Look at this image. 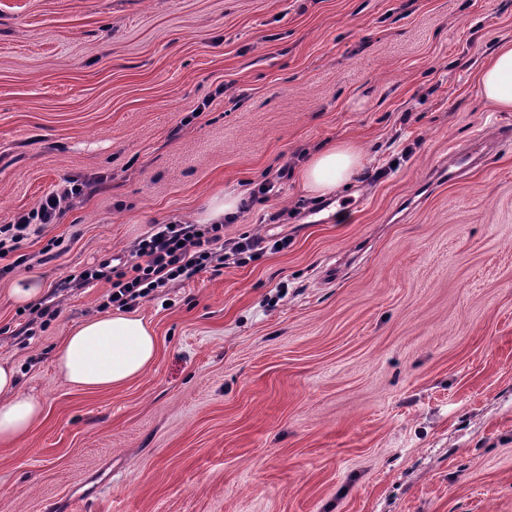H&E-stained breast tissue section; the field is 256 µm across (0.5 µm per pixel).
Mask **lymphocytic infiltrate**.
Wrapping results in <instances>:
<instances>
[{
    "instance_id": "1",
    "label": "lymphocytic infiltrate",
    "mask_w": 512,
    "mask_h": 512,
    "mask_svg": "<svg viewBox=\"0 0 512 512\" xmlns=\"http://www.w3.org/2000/svg\"><path fill=\"white\" fill-rule=\"evenodd\" d=\"M82 185L67 180L47 194L27 213L14 223L0 225V259L15 251L31 225L53 224L59 219L63 205L74 195L80 194ZM282 250L287 248V238L266 243L261 237H242L236 240L225 238L220 224H188L171 221L154 225L136 245L137 263L111 265L102 261L75 275L78 285L106 280L111 291L109 304L129 309L140 300L157 295L178 279L190 278L208 267L223 265L226 260L245 265L259 259L267 247Z\"/></svg>"
}]
</instances>
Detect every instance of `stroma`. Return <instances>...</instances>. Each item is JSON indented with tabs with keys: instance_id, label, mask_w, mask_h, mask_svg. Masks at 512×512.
<instances>
[{
	"instance_id": "35a3bbf8",
	"label": "stroma",
	"mask_w": 512,
	"mask_h": 512,
	"mask_svg": "<svg viewBox=\"0 0 512 512\" xmlns=\"http://www.w3.org/2000/svg\"><path fill=\"white\" fill-rule=\"evenodd\" d=\"M512 0H0V225L83 183L0 274V359L47 416L0 445V512H512V112L479 73ZM464 177L436 171L476 137ZM358 144L322 200L312 152ZM287 167L228 238H287L135 306L157 355L56 376L151 225ZM60 313L25 332L11 288ZM363 159L361 149L351 141L336 142L317 151L305 164L303 188L314 197L336 194L356 176ZM44 290V283L40 278L24 274L17 279L12 288V295L19 303H30L38 300L44 294Z\"/></svg>"
}]
</instances>
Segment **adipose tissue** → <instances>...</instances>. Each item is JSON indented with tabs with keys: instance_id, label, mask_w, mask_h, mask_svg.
I'll return each instance as SVG.
<instances>
[{
	"instance_id": "obj_1",
	"label": "adipose tissue",
	"mask_w": 512,
	"mask_h": 512,
	"mask_svg": "<svg viewBox=\"0 0 512 512\" xmlns=\"http://www.w3.org/2000/svg\"><path fill=\"white\" fill-rule=\"evenodd\" d=\"M480 83L487 99L512 111V41L498 47L484 66ZM362 165L357 144L335 143L308 158L303 187L314 197L336 194ZM156 350L154 332L142 318L107 313L74 326L57 348L54 364L64 383L91 390L117 388L143 374L154 362ZM45 416L42 399L22 391L15 365L0 362V443L19 444Z\"/></svg>"
}]
</instances>
